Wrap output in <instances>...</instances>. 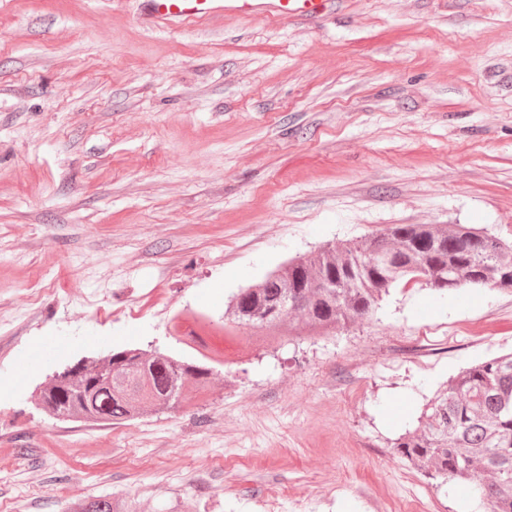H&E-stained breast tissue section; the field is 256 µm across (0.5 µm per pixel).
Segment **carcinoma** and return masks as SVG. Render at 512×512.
<instances>
[{
  "label": "carcinoma",
  "mask_w": 512,
  "mask_h": 512,
  "mask_svg": "<svg viewBox=\"0 0 512 512\" xmlns=\"http://www.w3.org/2000/svg\"><path fill=\"white\" fill-rule=\"evenodd\" d=\"M336 277L337 287L324 282ZM442 294L465 287L512 288V243L466 224H392L339 248L293 259L242 288L224 313V329L280 330L301 336L370 319L395 285ZM211 370L159 350H116L50 375L41 408L57 420L119 424L139 411L181 403L185 382L204 390ZM396 452L432 479L469 484L485 512H512V354L467 368L431 404ZM69 512H136L95 498Z\"/></svg>",
  "instance_id": "1"
}]
</instances>
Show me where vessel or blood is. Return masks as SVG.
Masks as SVG:
<instances>
[{"label":"vessel or blood","mask_w":512,"mask_h":512,"mask_svg":"<svg viewBox=\"0 0 512 512\" xmlns=\"http://www.w3.org/2000/svg\"><path fill=\"white\" fill-rule=\"evenodd\" d=\"M335 8L336 0H137L139 21L147 28L225 17L268 22L314 21Z\"/></svg>","instance_id":"obj_1"}]
</instances>
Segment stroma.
<instances>
[{
  "mask_svg": "<svg viewBox=\"0 0 512 512\" xmlns=\"http://www.w3.org/2000/svg\"><path fill=\"white\" fill-rule=\"evenodd\" d=\"M389 224L512 241V0L154 30L136 0H0V512H484L394 444L512 352V289L397 287L301 341L238 329L206 391L121 425L37 406L84 357H188L194 313ZM68 512H136V510L132 506L120 509L111 500L95 498L71 503Z\"/></svg>",
  "mask_w": 512,
  "mask_h": 512,
  "instance_id": "35a3bbf8",
  "label": "stroma"
}]
</instances>
